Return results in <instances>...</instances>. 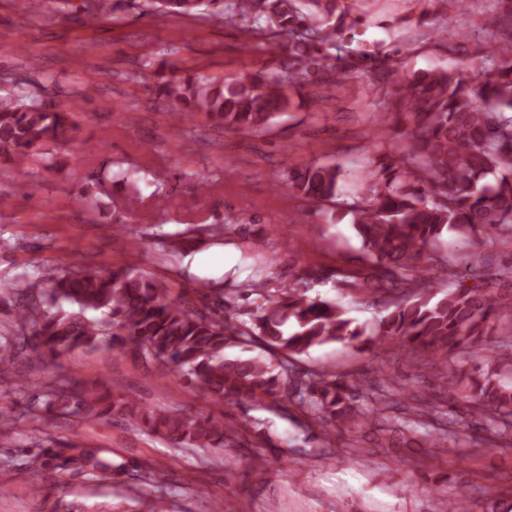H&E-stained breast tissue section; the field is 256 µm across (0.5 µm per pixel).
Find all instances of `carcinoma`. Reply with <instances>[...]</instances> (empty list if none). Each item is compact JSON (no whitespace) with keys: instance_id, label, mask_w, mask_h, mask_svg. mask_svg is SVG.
Returning a JSON list of instances; mask_svg holds the SVG:
<instances>
[{"instance_id":"cac0c4a2","label":"carcinoma","mask_w":512,"mask_h":512,"mask_svg":"<svg viewBox=\"0 0 512 512\" xmlns=\"http://www.w3.org/2000/svg\"><path fill=\"white\" fill-rule=\"evenodd\" d=\"M484 30L496 48L479 52L469 72L430 69L401 73L379 52L335 56L336 39L361 23L339 0H153L164 16L203 14L235 27L249 40L239 48L260 54L274 40L288 60L263 62L251 72L227 78L179 77L158 83L171 118L182 123L204 113L226 130L258 133L289 110L285 89L336 84L353 71H373L375 86L393 120L408 135L399 157L382 153L373 161L349 204L361 239L357 267H338L353 297L369 296L394 309L376 333L355 324L337 302L310 297L306 268L269 293L262 284L251 325L241 323L223 298L198 307L168 299L164 284L142 271L115 266L108 272L66 265L15 291L26 303L15 315L10 336H0V377L14 373L20 338L43 358L55 359L77 348L133 352L165 372H175L216 405L269 400L300 412L309 429L319 430L328 452H336V432L369 421L378 447L411 445L415 424L425 419L439 448L448 424L438 420L430 398L402 392L389 399L354 377L311 373L291 360L314 347L341 343L370 352L373 364L392 346L414 362L436 367L448 356L476 346L490 335L501 312L512 310L511 288L435 290L428 248L448 233L478 237L483 232L512 237V0H486ZM74 103L49 109L38 94L0 99V152L26 158L74 129ZM288 197L309 205L333 202L343 191L340 166L311 160L286 172ZM260 345L273 360L253 354ZM488 371L470 375L461 366L435 373L440 389L466 406L470 425L486 432L495 448L512 447V350L486 356ZM32 389L50 429L59 416L110 418L121 415L171 444L193 448H246L244 427L224 415L163 411L123 393H109L75 380ZM65 463L90 479L105 475L112 462L99 451L69 446ZM138 496L144 512H167L153 496L154 475L140 472Z\"/></svg>"}]
</instances>
